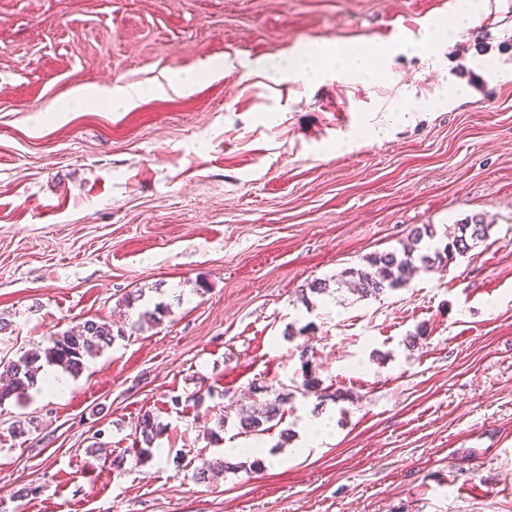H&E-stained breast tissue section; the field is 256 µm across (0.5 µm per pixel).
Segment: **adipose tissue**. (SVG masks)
<instances>
[{
    "instance_id": "adipose-tissue-1",
    "label": "adipose tissue",
    "mask_w": 512,
    "mask_h": 512,
    "mask_svg": "<svg viewBox=\"0 0 512 512\" xmlns=\"http://www.w3.org/2000/svg\"><path fill=\"white\" fill-rule=\"evenodd\" d=\"M481 0H449L445 19L424 26L418 36L394 45H380L367 38L350 42L309 43L260 63L261 71L271 78L310 82L328 75L356 76L371 70L388 68L393 57L407 48L434 55L438 46L458 37L480 18Z\"/></svg>"
}]
</instances>
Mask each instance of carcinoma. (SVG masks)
Instances as JSON below:
<instances>
[{
	"mask_svg": "<svg viewBox=\"0 0 512 512\" xmlns=\"http://www.w3.org/2000/svg\"><path fill=\"white\" fill-rule=\"evenodd\" d=\"M490 225L483 219L475 218L464 224H454L448 228L443 246L433 245L437 237L436 228L425 225L414 230L409 244L402 251L375 253L366 257L361 268H349L342 277L354 283V291L360 297H378L388 291L402 289L410 283L413 274L427 270L435 264H447L456 256L467 253L476 242L487 236ZM168 308L161 303L144 308L139 313L136 326L155 323ZM125 337L122 330H114L112 324L87 320L65 331L49 337L45 346L28 350L14 357L0 356V373L6 384L0 386V405L14 398L21 400L37 388L42 373L47 366L57 367L65 373L78 375L89 358L102 354L112 347L116 340ZM288 404V395H277L272 400H264L239 413L241 433L260 436L270 430L268 424L283 420ZM162 428L155 422L154 415L146 411L139 421V436L142 447L137 455L141 459L152 455L154 442L161 435Z\"/></svg>",
	"mask_w": 512,
	"mask_h": 512,
	"instance_id": "carcinoma-1",
	"label": "carcinoma"
}]
</instances>
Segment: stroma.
Here are the masks:
<instances>
[{"label":"stroma","mask_w":512,"mask_h":512,"mask_svg":"<svg viewBox=\"0 0 512 512\" xmlns=\"http://www.w3.org/2000/svg\"><path fill=\"white\" fill-rule=\"evenodd\" d=\"M447 4L0 0V355L122 322L130 293L168 307L68 393L0 406V512H512V0H486L435 64L257 70L309 41L405 39ZM445 83L462 98L438 102ZM89 85L144 94L74 104ZM474 216L486 239L405 288L298 295ZM309 371L342 399L302 391ZM259 387L290 397L262 471L196 482L250 447L237 416ZM146 410L166 430L141 461ZM96 435L122 471L89 454ZM73 94L76 101L97 97L113 108H129L134 106L137 100L141 98L142 91L135 85L118 86L116 88L83 86L75 89Z\"/></svg>","instance_id":"obj_1"}]
</instances>
